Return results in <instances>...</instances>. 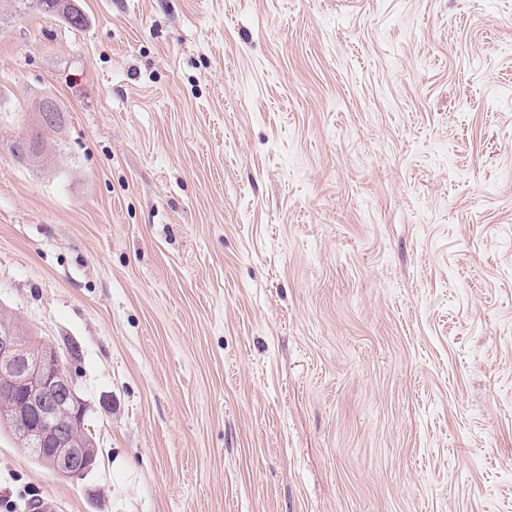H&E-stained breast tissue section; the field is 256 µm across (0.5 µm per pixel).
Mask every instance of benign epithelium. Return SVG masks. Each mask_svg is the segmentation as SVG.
<instances>
[{
  "mask_svg": "<svg viewBox=\"0 0 512 512\" xmlns=\"http://www.w3.org/2000/svg\"><path fill=\"white\" fill-rule=\"evenodd\" d=\"M42 146L22 136L20 158L27 165L40 163ZM58 347L39 336H27L21 326L0 324V422L30 427V451L49 457L58 476L77 480L95 464L92 442L62 425L85 419L86 404L79 396L73 375Z\"/></svg>",
  "mask_w": 512,
  "mask_h": 512,
  "instance_id": "1",
  "label": "benign epithelium"
}]
</instances>
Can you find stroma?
<instances>
[{
	"mask_svg": "<svg viewBox=\"0 0 512 512\" xmlns=\"http://www.w3.org/2000/svg\"><path fill=\"white\" fill-rule=\"evenodd\" d=\"M76 5L0 0V310L98 456L0 512H512V0ZM33 1H41L42 4H44L46 7L41 8L40 6H37L35 8H32L33 6L29 5ZM16 2L15 6L18 9L16 11L19 12H25L29 10L38 11L44 15L47 16H62L67 23L70 25L71 28L79 29L80 27H83L84 18L82 13L76 8V7H70L68 4H73V1L69 0H15ZM58 2H63L62 4H57ZM75 17H79L80 21L74 19ZM80 28V29H81Z\"/></svg>",
	"mask_w": 512,
	"mask_h": 512,
	"instance_id": "35a3bbf8",
	"label": "stroma"
}]
</instances>
